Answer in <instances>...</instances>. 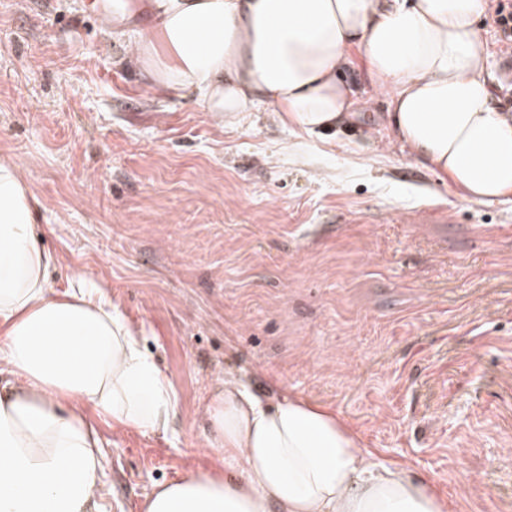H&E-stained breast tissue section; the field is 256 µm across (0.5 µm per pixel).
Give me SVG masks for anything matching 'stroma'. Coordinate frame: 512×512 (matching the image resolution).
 <instances>
[{
    "label": "stroma",
    "mask_w": 512,
    "mask_h": 512,
    "mask_svg": "<svg viewBox=\"0 0 512 512\" xmlns=\"http://www.w3.org/2000/svg\"><path fill=\"white\" fill-rule=\"evenodd\" d=\"M113 0H0V158L59 259L143 327L178 406L167 430L100 420L106 512L220 460L204 408L225 372L339 415L448 512H512V198L467 201L391 142L362 62L344 128L266 103L217 116L167 95L112 28ZM491 103L512 110L494 11Z\"/></svg>",
    "instance_id": "35a3bbf8"
}]
</instances>
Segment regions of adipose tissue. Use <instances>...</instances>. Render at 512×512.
Listing matches in <instances>:
<instances>
[{
	"label": "adipose tissue",
	"instance_id": "adipose-tissue-1",
	"mask_svg": "<svg viewBox=\"0 0 512 512\" xmlns=\"http://www.w3.org/2000/svg\"><path fill=\"white\" fill-rule=\"evenodd\" d=\"M149 14L136 65L209 112L266 101L307 132L353 116L344 78L358 49L389 90L387 127L469 201L512 197V114L490 103L488 0H114ZM17 164L0 161V512H101L93 416L166 429L178 399L139 330L81 270L64 291ZM220 471L157 485L143 512H447L409 469L361 448L346 423L301 397L263 399L225 378L205 408Z\"/></svg>",
	"mask_w": 512,
	"mask_h": 512
}]
</instances>
